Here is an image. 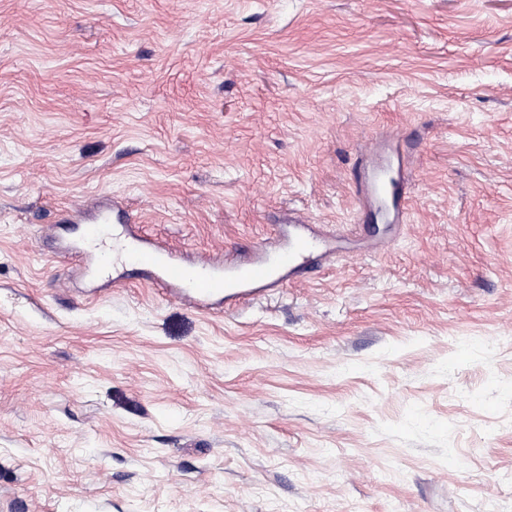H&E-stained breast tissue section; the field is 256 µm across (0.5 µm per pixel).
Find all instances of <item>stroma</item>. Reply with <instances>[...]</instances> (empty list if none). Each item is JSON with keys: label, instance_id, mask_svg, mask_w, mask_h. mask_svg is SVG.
Masks as SVG:
<instances>
[{"label": "stroma", "instance_id": "35a3bbf8", "mask_svg": "<svg viewBox=\"0 0 512 512\" xmlns=\"http://www.w3.org/2000/svg\"><path fill=\"white\" fill-rule=\"evenodd\" d=\"M0 512H512V0H0ZM290 225L294 227L293 233L276 235L274 245L257 248L247 258L200 254L184 260L160 243L147 241L131 231H127L122 239L112 237V245H108L103 239L105 228L102 224H84L82 234L101 250L104 268L125 256L124 259L138 265L150 276L151 284L156 288L192 303L223 297L227 301L277 288L279 281L272 276L274 267L287 270L295 279L307 277L314 270L309 257L320 249V240L309 232V224Z\"/></svg>", "mask_w": 512, "mask_h": 512}]
</instances>
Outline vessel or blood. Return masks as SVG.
Segmentation results:
<instances>
[{
    "instance_id": "vessel-or-blood-1",
    "label": "vessel or blood",
    "mask_w": 512,
    "mask_h": 512,
    "mask_svg": "<svg viewBox=\"0 0 512 512\" xmlns=\"http://www.w3.org/2000/svg\"><path fill=\"white\" fill-rule=\"evenodd\" d=\"M104 231L100 224L82 227L84 238L100 249L104 267L126 259L148 274L152 285L188 303L209 298H241L278 287L279 282L272 275L276 268L287 270L293 278H305L313 270L309 257L320 248L319 239L305 224L295 225L292 233L277 236L274 245L257 248L247 258L200 254L190 260L178 258L160 243L130 231L106 242Z\"/></svg>"
}]
</instances>
